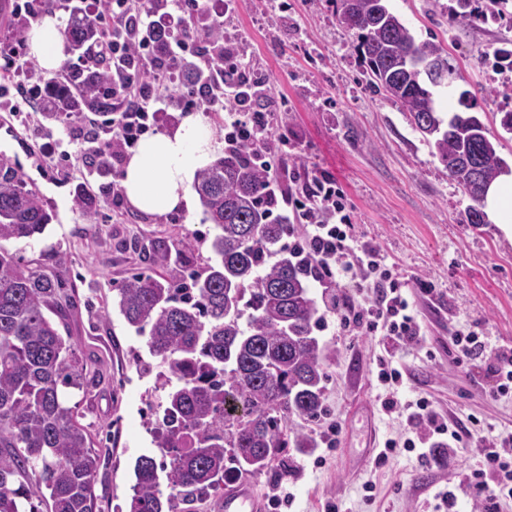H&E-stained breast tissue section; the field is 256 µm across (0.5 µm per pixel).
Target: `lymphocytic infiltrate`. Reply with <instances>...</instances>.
I'll use <instances>...</instances> for the list:
<instances>
[{"instance_id": "obj_1", "label": "lymphocytic infiltrate", "mask_w": 512, "mask_h": 512, "mask_svg": "<svg viewBox=\"0 0 512 512\" xmlns=\"http://www.w3.org/2000/svg\"><path fill=\"white\" fill-rule=\"evenodd\" d=\"M231 0L215 8L209 0H112V26L126 31L125 41L116 43L112 59V122L99 148L106 159L120 157L126 147L138 142L159 113L180 109L185 97L160 94L141 74L161 67L165 73L183 72L188 58L199 56L200 45L189 37L188 29L201 25L220 27ZM215 62L196 70L192 81L197 105L224 115V142L252 146L253 163L271 170L279 152L271 132L269 113L253 107L263 84L250 81L247 67L237 50L227 42L214 44ZM342 189L329 179H315L300 193L289 196L288 205L297 223L303 224L314 252L316 280L323 288L335 289L332 312L340 325L379 336L393 346L403 347L419 341L424 328L410 301L409 283L390 266L381 250L359 239L352 217L344 203ZM369 289L365 300L343 295L344 284ZM451 343L458 361L487 359L495 380L494 398L512 396V347L495 346L479 324L455 327ZM377 380L388 396L384 411L405 416L412 428L411 437L387 439L377 461L388 459L397 450L451 448L468 440L482 466L467 475L475 492L474 512H499L512 501V429L489 437L480 428H462L447 420L420 395L405 399L397 393L404 384V368L394 357H379Z\"/></svg>"}]
</instances>
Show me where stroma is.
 <instances>
[{"label": "stroma", "mask_w": 512, "mask_h": 512, "mask_svg": "<svg viewBox=\"0 0 512 512\" xmlns=\"http://www.w3.org/2000/svg\"><path fill=\"white\" fill-rule=\"evenodd\" d=\"M416 40L436 39L453 71L450 88H435L441 112L468 111L499 138L498 152L512 165V134L500 119L512 111V71L500 69L496 50L512 51V15L496 20L449 18L452 0H387ZM339 0H236L224 16V36L235 43L253 76L265 84L274 138L288 151L275 156L271 174L283 192L300 190L312 176L333 178L360 238L382 250L413 283V309L426 342L400 350L407 376L403 395L427 397L442 415L474 417L484 434L512 428V398L489 395L484 368L458 367L448 342L454 325L480 321L493 344L512 345V242L491 222L468 221L471 199L451 180L406 112L371 90L354 49L356 37L339 21ZM27 112L18 121L0 110V158L15 163L37 188L54 218L23 255L76 290L67 312V334L82 357L97 362L99 380L69 398L87 427L101 464L94 483L100 512H125L140 455H155L148 424L154 375L141 374L134 354L148 356L145 337L124 322L113 290L136 272L177 276L200 268L210 254L212 226L201 209L163 216L142 213L116 197L123 163L89 175L84 139L48 131L37 101L11 93ZM55 145L68 159L46 167L43 150ZM88 183L85 211L75 210L77 184ZM192 241L175 253L173 241ZM317 336L331 358L321 432L336 425V447L296 456L292 469L261 474L250 482L266 498L286 477L292 500L278 512H424L428 498L446 486L463 487L479 459L468 446L438 449L426 458L404 452L379 465L366 461L371 446L405 435L396 415L379 411L384 393L376 360L385 340L340 327L325 313ZM377 487L375 502L363 485Z\"/></svg>", "instance_id": "stroma-1"}]
</instances>
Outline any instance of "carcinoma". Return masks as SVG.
Returning <instances> with one entry per match:
<instances>
[{
  "mask_svg": "<svg viewBox=\"0 0 512 512\" xmlns=\"http://www.w3.org/2000/svg\"><path fill=\"white\" fill-rule=\"evenodd\" d=\"M340 2L341 22L353 16L348 29L370 87L409 113L448 175L482 202L506 163L477 117L436 112L427 85L448 83L443 46L416 41L386 0ZM104 16L70 11L68 52L97 60L91 71L62 66L64 92L44 104L55 122L62 112H112L105 93L112 30L103 28ZM193 190L215 231L205 266L183 278L135 273L117 289L119 314L147 336L161 368L159 456L137 458L128 512H178L230 475L269 472L288 449L318 447L305 423L325 411L328 356L314 335L321 317L309 256L284 243L295 226L272 217L279 196L244 146L224 149ZM52 219L37 190L0 158V242L28 247ZM71 305L66 280L0 247V512H39L33 498L45 491L50 512L96 510L101 456L67 405L69 390L83 388L88 360L53 320Z\"/></svg>",
  "mask_w": 512,
  "mask_h": 512,
  "instance_id": "carcinoma-1",
  "label": "carcinoma"
}]
</instances>
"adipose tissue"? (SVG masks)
I'll return each mask as SVG.
<instances>
[{"mask_svg": "<svg viewBox=\"0 0 512 512\" xmlns=\"http://www.w3.org/2000/svg\"><path fill=\"white\" fill-rule=\"evenodd\" d=\"M29 53L46 71L66 56L63 23L58 15L39 18L29 32ZM220 145L202 113L186 114L179 124L143 139L125 160L121 187L127 203L150 215L192 205L191 185L199 168L214 159ZM483 210L505 238L512 240V172L488 186Z\"/></svg>", "mask_w": 512, "mask_h": 512, "instance_id": "ef3b65f1", "label": "adipose tissue"}]
</instances>
